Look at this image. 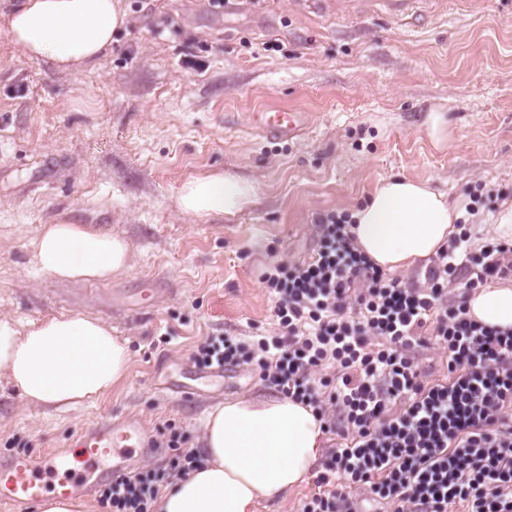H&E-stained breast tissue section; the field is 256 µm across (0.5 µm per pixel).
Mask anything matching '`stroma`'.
<instances>
[{"mask_svg":"<svg viewBox=\"0 0 512 512\" xmlns=\"http://www.w3.org/2000/svg\"><path fill=\"white\" fill-rule=\"evenodd\" d=\"M0 0V313L22 323L83 313L128 338L127 378L96 404L46 414L0 372V457L61 453L100 417L137 424L135 471L202 453L206 411L267 396L246 366L216 376L191 354L205 337L279 331L260 280L309 260L319 221L351 214L395 175L432 180L477 204L473 239L512 203V0H421L407 16L374 0H121L109 52L80 73L28 60ZM269 108L308 114L276 140L249 126ZM446 112L447 147L429 112ZM232 171L258 188L227 218L181 213L188 179ZM91 224L130 245L106 282L64 283L34 264L42 225ZM176 433L178 449L158 448ZM426 128L429 138L437 148L448 145L451 132L448 128V120L445 119L444 112L431 111L427 118Z\"/></svg>","mask_w":512,"mask_h":512,"instance_id":"stroma-1","label":"stroma"}]
</instances>
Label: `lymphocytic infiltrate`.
I'll list each match as a JSON object with an SVG mask.
<instances>
[{"instance_id": "lymphocytic-infiltrate-1", "label": "lymphocytic infiltrate", "mask_w": 512, "mask_h": 512, "mask_svg": "<svg viewBox=\"0 0 512 512\" xmlns=\"http://www.w3.org/2000/svg\"><path fill=\"white\" fill-rule=\"evenodd\" d=\"M460 233L439 249L422 288L390 279L355 246L345 215L321 219L310 261L278 264L261 276L275 295L278 334L245 341L209 336L197 345L201 368L247 365L284 397L311 406L323 431L343 440L329 449L321 492L300 512H364L349 485L393 512H512V328L472 319L463 301L440 299L459 271L468 288L512 274V243L480 247ZM436 344L448 377L427 382L415 349ZM331 377L318 380L316 368ZM187 451L169 468L104 486L111 512H154L163 483L196 469Z\"/></svg>"}]
</instances>
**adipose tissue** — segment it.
Segmentation results:
<instances>
[{"label": "adipose tissue", "instance_id": "1", "mask_svg": "<svg viewBox=\"0 0 512 512\" xmlns=\"http://www.w3.org/2000/svg\"><path fill=\"white\" fill-rule=\"evenodd\" d=\"M127 24L119 0H22L7 33L30 59L64 72L93 64ZM254 183L231 171L194 177L178 190L187 215L232 217L251 206ZM464 204L428 181L382 179L351 215L356 246L388 271L433 256L457 232ZM126 239L86 224L43 225L35 243L40 272L62 281L103 282L128 267ZM469 314L479 323L512 328V286L473 294ZM132 361L128 339L103 321L73 314L27 325L0 316V371L25 405L68 412L111 393ZM204 458L161 494L156 512H256L304 483L319 459L323 434L311 407L284 397H237L212 407L202 424Z\"/></svg>", "mask_w": 512, "mask_h": 512}]
</instances>
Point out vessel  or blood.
Returning <instances> with one entry per match:
<instances>
[{"instance_id":"vessel-or-blood-1","label":"vessel or blood","mask_w":512,"mask_h":512,"mask_svg":"<svg viewBox=\"0 0 512 512\" xmlns=\"http://www.w3.org/2000/svg\"><path fill=\"white\" fill-rule=\"evenodd\" d=\"M307 125L306 114L293 110H263L251 116L252 128L274 139L299 137ZM140 436L138 426L104 417L76 436L75 452L67 463L52 454L0 460V505L12 512H27L47 490L69 497L130 475L126 447L138 443Z\"/></svg>"}]
</instances>
